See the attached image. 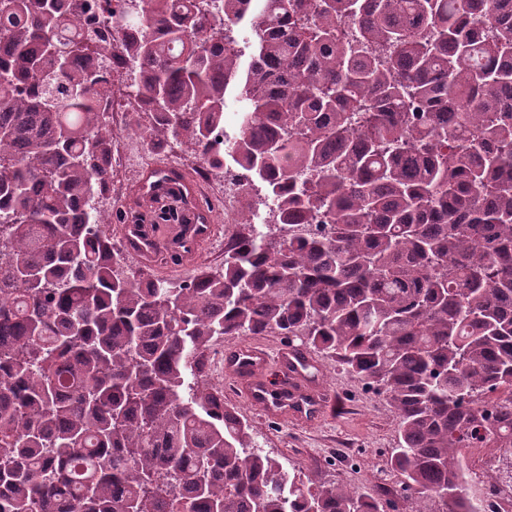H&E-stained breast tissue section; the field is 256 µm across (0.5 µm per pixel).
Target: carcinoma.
Masks as SVG:
<instances>
[{
  "instance_id": "cac0c4a2",
  "label": "carcinoma",
  "mask_w": 512,
  "mask_h": 512,
  "mask_svg": "<svg viewBox=\"0 0 512 512\" xmlns=\"http://www.w3.org/2000/svg\"><path fill=\"white\" fill-rule=\"evenodd\" d=\"M248 2L111 12L148 144L246 172L186 282L124 269L98 206L99 0H0V512H480L465 448L512 501V0H266L244 66ZM267 334L387 400L393 497L288 470L200 384L217 339ZM495 448H468L465 450L469 467L472 472V481L470 492L478 494V489L481 488V482L484 481L482 466L484 462L488 461L491 454L494 455Z\"/></svg>"
}]
</instances>
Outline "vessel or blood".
<instances>
[{
    "mask_svg": "<svg viewBox=\"0 0 512 512\" xmlns=\"http://www.w3.org/2000/svg\"><path fill=\"white\" fill-rule=\"evenodd\" d=\"M138 220L121 225L129 250L149 259L160 246L189 260L191 251L213 239L215 226L196 205L199 187L175 165L145 170L135 185ZM312 355L290 345L269 352L260 344L226 349L221 368L249 406L280 420L310 422L324 417L332 403L309 375Z\"/></svg>",
    "mask_w": 512,
    "mask_h": 512,
    "instance_id": "vessel-or-blood-1",
    "label": "vessel or blood"
}]
</instances>
